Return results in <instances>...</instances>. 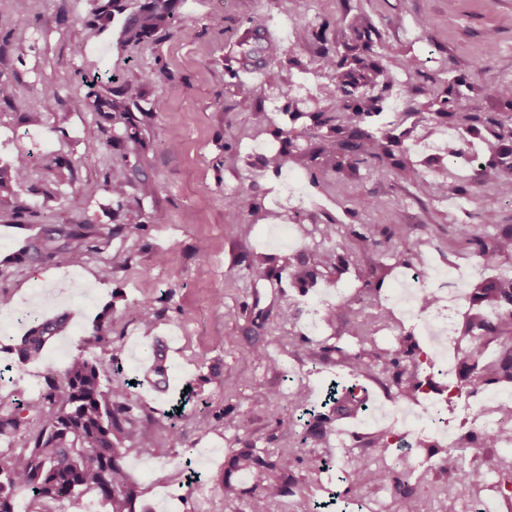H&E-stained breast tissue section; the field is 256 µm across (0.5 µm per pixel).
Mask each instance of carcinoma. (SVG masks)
I'll list each match as a JSON object with an SVG mask.
<instances>
[{"label":"carcinoma","instance_id":"1","mask_svg":"<svg viewBox=\"0 0 512 512\" xmlns=\"http://www.w3.org/2000/svg\"><path fill=\"white\" fill-rule=\"evenodd\" d=\"M168 9L169 0H148L129 20L131 36L135 39L148 36L165 21ZM319 38L328 44L321 55L319 70L327 72L334 82L332 108L312 115L320 141L319 152L336 158L338 171L365 165L372 173L382 175L385 160L393 156L392 147L401 145V139L377 127L383 103L394 86L392 69L384 63L380 52V34L367 18L356 13L334 30L330 24H323ZM433 84L436 88L430 90L427 102L410 106L406 115L426 112L437 129L441 127V118L446 117L467 132L485 131L489 159L474 170L467 188H459L449 180L434 183L430 188L441 194L459 190L474 198L483 194L512 197V83L495 86L500 112L494 115L465 111L464 102L474 91L469 74L460 72L449 79L435 78ZM286 135L288 145L295 152L267 157V166L275 170L287 158L300 161L306 157L305 150L297 143L298 136L290 130ZM127 183V170L114 169L107 187L112 195L120 197ZM454 233L460 241L475 246L477 256L485 264L512 257V225L497 223V215L491 210L483 212L479 224L455 225ZM364 240L369 249L388 256L398 265L412 267L426 261V243H407L400 226L384 241L373 236ZM83 247L84 235L80 231L60 226L44 233L31 249L43 258H50L62 249L78 257ZM468 301L464 331L457 339L462 391L470 398L483 397L482 406L512 415V401L484 400L499 384L512 382V278L500 277L478 284L468 295ZM364 307L362 297L347 300L344 313L352 315L351 337L362 346V351L351 352L339 343L338 336V343L333 346L336 362L352 376L380 367L400 399L423 391L425 383L419 376L416 359L419 348L413 336L401 334L392 345H378L375 340L378 322L383 321L388 327L393 317L388 313L379 316L377 322L369 320ZM64 327L63 318L32 320L16 348L17 370H25ZM109 329L106 316H101L82 336L81 347L90 350L105 343ZM494 339L500 343V352L487 359L484 347ZM45 384L47 390L40 399L27 406L35 413L47 407L53 410L50 422L39 432L21 435L20 416H0V438H13V446L20 449L0 459V512H16V496L20 493L28 495L27 512H42L43 502L58 499L66 502L69 512H87L84 505L87 496L95 498L99 512H137V486L126 472L124 452L116 447L113 437L122 435L140 443L145 450L153 446L155 422L146 419L136 427L130 426L126 404L130 384H104L97 361L81 354L65 367L60 383L47 375ZM328 402L333 404L338 417L363 407L352 388L340 394L330 393ZM506 442L508 439L499 437L495 430L485 428L475 435L459 438L449 448L426 449L420 464L409 460L391 466L385 461L376 464L365 459L353 470L346 494L350 500L359 502L366 490L380 487L389 493L392 504L389 512H427L417 476L424 464L441 477L435 493L446 512H459L460 503L465 501L472 506L486 492L500 493L502 486L512 485V448L501 449L481 466L471 463L477 449L496 448ZM269 468L250 445H245L226 470L224 498L232 500L237 496L238 488L231 475L242 471L253 482L252 512H277L289 490L285 484L270 479Z\"/></svg>","mask_w":512,"mask_h":512}]
</instances>
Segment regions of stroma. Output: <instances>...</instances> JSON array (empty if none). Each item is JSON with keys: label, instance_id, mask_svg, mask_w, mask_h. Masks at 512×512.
Here are the masks:
<instances>
[{"label": "stroma", "instance_id": "35a3bbf8", "mask_svg": "<svg viewBox=\"0 0 512 512\" xmlns=\"http://www.w3.org/2000/svg\"><path fill=\"white\" fill-rule=\"evenodd\" d=\"M143 3L124 0L95 36L97 0H28L22 11L14 0H0V85L14 90L0 98V165L20 154L30 158L26 177L8 180L0 193V298L18 308L33 286H52L49 316L69 319L23 374L10 351L23 325L0 336V369L10 377L0 385V414L24 412L31 433L44 427L52 412H28L33 391H44L45 374L61 373L82 352V334L108 306L109 341L87 353L110 382L118 380L116 362L137 378L127 399L133 423L149 416L156 421L152 448L118 441L140 490L139 505L155 512H249L245 474L233 476L240 498L224 499L227 463L248 444L274 462L272 479L294 483L279 512H313L333 495L338 501L329 512H385L389 495L379 488L368 489L361 503L346 504L341 476L356 456L375 455L371 434L390 426L371 417L373 409L395 403L386 375L361 377L368 411L338 420L330 437L338 468L316 476L282 454L291 438L281 420L293 411L290 394L298 379H307L316 406L331 383L352 382L335 354L315 364L297 352V345H330L352 330L349 316L340 314L311 326L307 304L333 284L339 292L330 304L352 297L364 271L379 297L388 298L399 271L365 250L361 237L383 238L399 225L408 241H429L433 266L467 269L466 285L492 277L455 240L453 227L479 223L488 208L499 223L512 224V203L427 193L424 182L442 173L434 157L412 148L381 176L363 165L336 172L325 156L307 160L299 172L319 208L291 218L274 204L280 176L247 146L257 139L283 149L275 131L288 126L287 84L312 78L308 109L329 102L323 88L330 80L318 69L322 44L312 34L301 43L282 34L285 10L297 24L313 26L339 25L362 12L381 32L386 59L421 58L423 73L412 79L408 96L421 98L430 77L459 68L475 87L471 107L495 112L492 86L512 82V28L503 24L512 17V0H293L288 8L282 0H171L165 26L129 39L127 21ZM267 28L280 37L259 62L264 81L253 83L241 76L243 45ZM90 94L124 102L126 118L75 109V99ZM37 103L44 121L36 142L28 114ZM259 109L273 119L263 131L252 123ZM119 167L132 175L116 198L105 184ZM146 182L154 185L152 194L142 193ZM292 220L315 231L303 247L280 240L282 225ZM63 224L81 225V258L66 251L33 255L34 238ZM326 224L336 225L333 238L318 235ZM116 255L122 264H113ZM258 266L263 276L255 275ZM287 309L294 320L283 319ZM147 318L153 321L149 332ZM161 352L164 374L152 367ZM187 388L194 397L169 425L168 403Z\"/></svg>", "mask_w": 512, "mask_h": 512}]
</instances>
